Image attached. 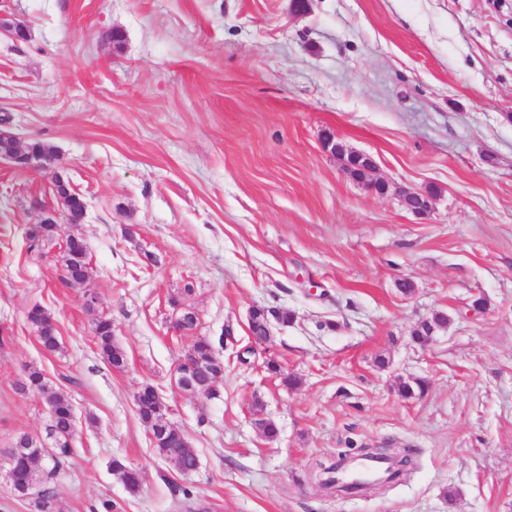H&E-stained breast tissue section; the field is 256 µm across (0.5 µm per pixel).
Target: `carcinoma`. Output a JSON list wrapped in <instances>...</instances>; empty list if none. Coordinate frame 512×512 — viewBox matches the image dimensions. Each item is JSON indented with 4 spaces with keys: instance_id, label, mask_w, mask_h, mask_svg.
Masks as SVG:
<instances>
[{
    "instance_id": "1",
    "label": "carcinoma",
    "mask_w": 512,
    "mask_h": 512,
    "mask_svg": "<svg viewBox=\"0 0 512 512\" xmlns=\"http://www.w3.org/2000/svg\"><path fill=\"white\" fill-rule=\"evenodd\" d=\"M66 274L78 280L84 275L87 267L86 256L79 248L70 250L63 256ZM98 347L104 359L115 368H122L126 364L124 351L112 341V320H107L96 333ZM184 367L207 380L202 368H208V372L216 373L224 370L223 361L217 357L211 341L205 337H198L192 341L188 350L183 355ZM27 385L46 395L54 401L52 427L61 441L48 447L28 434L17 437V441L23 443L22 455L15 459L12 467L10 484L12 490L25 499L35 489L41 497L40 512H63L62 504L57 498L51 480L55 476L61 461L72 453L68 444L70 438L72 404L69 400L54 394L50 390L49 382L43 372L31 367L27 372ZM428 389V382L424 379L402 381L398 385V392L404 398H412L424 394ZM138 415L143 423L150 425L157 422L164 414L156 400L155 389L150 385L142 386L134 396ZM170 439L164 446L155 448L156 453L170 461L182 473H189L197 467V456L190 447L185 433L176 425L169 424ZM112 472L117 474L127 490L135 493L141 486V474L139 470L128 465L120 458L112 459Z\"/></svg>"
}]
</instances>
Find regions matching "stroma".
<instances>
[{
	"mask_svg": "<svg viewBox=\"0 0 512 512\" xmlns=\"http://www.w3.org/2000/svg\"><path fill=\"white\" fill-rule=\"evenodd\" d=\"M4 8L27 37L0 35V116L56 148L88 209L31 247L29 226L58 206L51 176L0 162V454L46 434L45 399L25 386L35 367L79 419L54 479L64 512L104 498L117 512H512V0ZM328 133L374 159L386 193L349 174ZM404 189L431 192L433 211L407 210ZM75 230L80 288L60 261ZM36 305L56 352L26 322ZM254 307L293 320L258 344ZM187 308L224 362L211 397L175 382ZM439 311L447 327L415 343ZM103 315L125 368L96 345ZM414 378L428 391L402 399ZM145 384L196 471L155 453L134 404ZM362 448H407L411 464L374 495L319 488L317 462ZM116 456L140 469L137 493ZM111 467L112 472L120 477L127 490L131 493H136L139 490L141 486V474L139 470L128 465L120 458H113Z\"/></svg>",
	"mask_w": 512,
	"mask_h": 512,
	"instance_id": "35a3bbf8",
	"label": "stroma"
}]
</instances>
